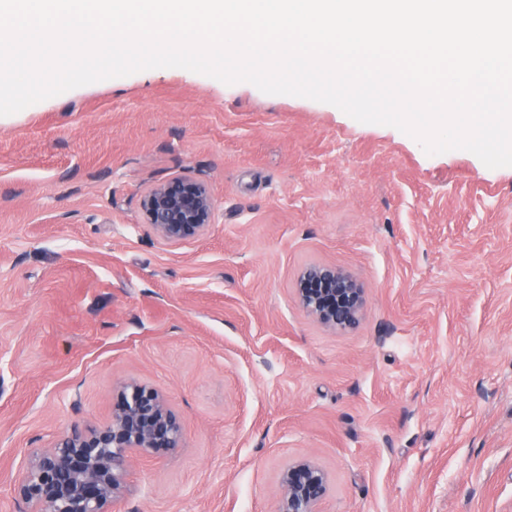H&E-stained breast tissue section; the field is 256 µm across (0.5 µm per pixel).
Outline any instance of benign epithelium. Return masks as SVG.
<instances>
[{"mask_svg":"<svg viewBox=\"0 0 512 512\" xmlns=\"http://www.w3.org/2000/svg\"><path fill=\"white\" fill-rule=\"evenodd\" d=\"M147 223L172 244L202 236L215 223V202L206 182L172 178L150 188L140 200ZM295 299L317 322L332 329L355 326L364 292L346 271L314 264L299 274ZM179 418L163 393L138 382L124 384L115 396L109 421L75 429L53 447L35 451L14 483L27 512H112L128 491L126 474L136 455L164 456L181 447ZM329 478L313 460L284 467L278 480L275 512H318Z\"/></svg>","mask_w":512,"mask_h":512,"instance_id":"benign-epithelium-1","label":"benign epithelium"}]
</instances>
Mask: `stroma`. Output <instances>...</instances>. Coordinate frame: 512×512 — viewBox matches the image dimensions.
Listing matches in <instances>:
<instances>
[{
  "label": "stroma",
  "instance_id": "obj_1",
  "mask_svg": "<svg viewBox=\"0 0 512 512\" xmlns=\"http://www.w3.org/2000/svg\"><path fill=\"white\" fill-rule=\"evenodd\" d=\"M174 177L217 214L179 244L139 206ZM319 263L363 288L355 328L296 302ZM131 380L184 444L112 512H274L305 457L319 512H512V167L179 68L0 116V512Z\"/></svg>",
  "mask_w": 512,
  "mask_h": 512
}]
</instances>
